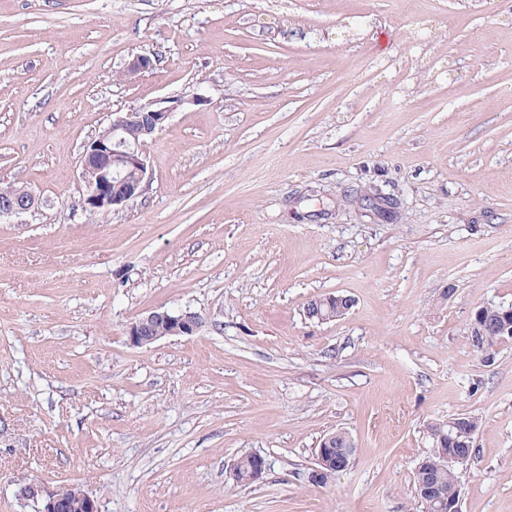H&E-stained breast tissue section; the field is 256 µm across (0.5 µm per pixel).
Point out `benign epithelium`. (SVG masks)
Returning <instances> with one entry per match:
<instances>
[{
	"label": "benign epithelium",
	"mask_w": 512,
	"mask_h": 512,
	"mask_svg": "<svg viewBox=\"0 0 512 512\" xmlns=\"http://www.w3.org/2000/svg\"><path fill=\"white\" fill-rule=\"evenodd\" d=\"M154 67L148 54L134 56L125 68V75L136 77ZM170 116V109L147 104L118 116L83 146L81 174L86 192L81 207L92 213L122 210L130 201L145 191L150 180L144 145L160 131ZM37 207L35 195L26 187L14 189L11 195L0 199V217H19ZM201 317L189 310L178 313L152 311L127 327L130 345L149 347L170 336H192L202 327ZM354 450L343 456L336 449L321 447L316 454L315 467L309 473V482L322 483L325 471L321 467H335L342 472L349 468ZM37 512H99L96 501L81 488L71 486L48 494Z\"/></svg>",
	"instance_id": "1"
}]
</instances>
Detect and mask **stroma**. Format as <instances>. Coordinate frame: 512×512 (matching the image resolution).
Wrapping results in <instances>:
<instances>
[{
    "label": "stroma",
    "instance_id": "1",
    "mask_svg": "<svg viewBox=\"0 0 512 512\" xmlns=\"http://www.w3.org/2000/svg\"><path fill=\"white\" fill-rule=\"evenodd\" d=\"M137 54L151 70L122 79ZM176 107L93 214L83 145ZM0 512H420L427 425L480 420L461 512H512V0H0ZM347 295L332 321L308 301ZM191 336L129 344L153 310ZM346 471L308 482L323 436ZM260 481L229 477L248 454ZM0 187V198L10 193L12 186ZM37 207L35 195L25 186L15 188L11 195L0 199V217H19ZM482 313L483 317L487 319L488 321L495 322L500 325L501 328H504V331L501 333V336L497 337V341L490 344V347L488 349L481 350L478 346L477 339L478 336H470L469 333V324H468V337L470 340V344L474 350V352L478 355L483 356L482 360L486 363L491 361L495 354V347L502 343V341H508L512 340V314H510V320L509 318L502 317V312L505 310V307L500 306H482L477 308V310L472 315V319L474 318V315L477 311ZM510 332V334H509ZM202 324L201 317L189 310L178 313L156 310L131 322L126 333L130 345L144 348L166 337L194 335ZM327 437L331 438V447H320L316 454L315 466L311 469L308 479L311 484L320 485L322 483V476L327 472L326 478L322 485L327 484L331 479L334 478L336 472H342L349 468L354 449H350L348 453L343 456L336 455L337 453L343 452L350 448L351 436L348 432L335 430L327 433L322 440ZM321 440V441H322ZM318 465L329 468V466H335L336 472H330L328 469L325 471L321 470ZM36 512H99L96 501L81 488L71 486L48 494Z\"/></svg>",
    "mask_w": 512,
    "mask_h": 512
}]
</instances>
